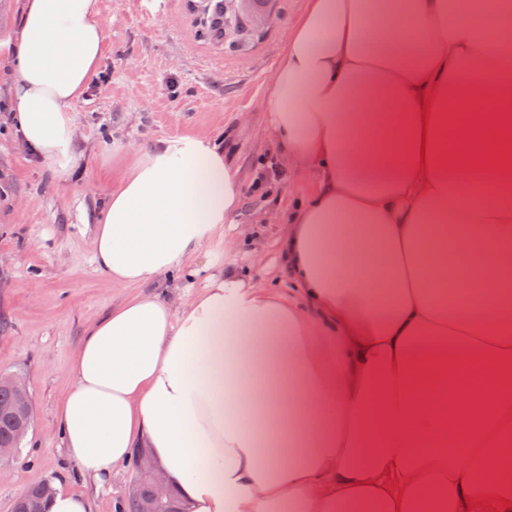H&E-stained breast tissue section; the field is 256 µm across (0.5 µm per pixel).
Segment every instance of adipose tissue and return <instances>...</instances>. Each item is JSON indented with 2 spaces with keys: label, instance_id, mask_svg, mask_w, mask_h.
Segmentation results:
<instances>
[{
  "label": "adipose tissue",
  "instance_id": "obj_1",
  "mask_svg": "<svg viewBox=\"0 0 512 512\" xmlns=\"http://www.w3.org/2000/svg\"><path fill=\"white\" fill-rule=\"evenodd\" d=\"M501 0H307L264 102L318 184L281 292L234 271L92 320L55 417L102 485L150 449L185 512H485L512 500V42ZM489 16L486 24L477 23ZM98 0H24L9 110L58 180L103 55ZM221 140L158 141L94 227L112 281L161 284L242 200Z\"/></svg>",
  "mask_w": 512,
  "mask_h": 512
}]
</instances>
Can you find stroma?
<instances>
[{"label":"stroma","instance_id":"1","mask_svg":"<svg viewBox=\"0 0 512 512\" xmlns=\"http://www.w3.org/2000/svg\"><path fill=\"white\" fill-rule=\"evenodd\" d=\"M105 28L98 77L75 107L86 160L83 171L56 180L10 129L0 109V372L20 374L30 390L36 427L16 456L0 460V512H11L21 489L43 480L92 495L94 512H118L131 467L113 471L102 490L68 464L54 418L70 385L69 367L91 319L111 311L133 286L112 283L93 262V229L121 165L113 143L146 153L164 138L203 135L233 150L243 200L224 235L187 257L193 279L167 289L173 307L188 303L209 276L234 265L245 277L288 286L279 257L281 219L316 187L269 135L264 101L306 0H280L282 17L244 53L199 37L189 0H167L156 18L135 0H99ZM277 176L262 190L252 184L263 163ZM238 242L224 252L225 238Z\"/></svg>","mask_w":512,"mask_h":512}]
</instances>
